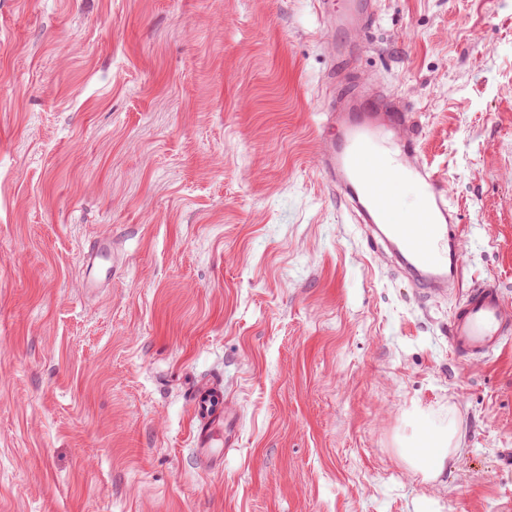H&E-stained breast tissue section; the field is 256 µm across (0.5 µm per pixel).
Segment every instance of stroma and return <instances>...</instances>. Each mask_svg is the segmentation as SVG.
I'll return each instance as SVG.
<instances>
[{
  "label": "stroma",
  "instance_id": "35a3bbf8",
  "mask_svg": "<svg viewBox=\"0 0 512 512\" xmlns=\"http://www.w3.org/2000/svg\"><path fill=\"white\" fill-rule=\"evenodd\" d=\"M339 39L312 0H0V512H512V338L457 358L461 291L319 169ZM360 40L512 303V0H377ZM450 423L424 481L400 448ZM107 260H112L111 239L100 240L91 246L85 258L88 272L101 270L102 263Z\"/></svg>",
  "mask_w": 512,
  "mask_h": 512
}]
</instances>
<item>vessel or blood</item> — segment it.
I'll use <instances>...</instances> for the list:
<instances>
[{"label": "vessel or blood", "mask_w": 512, "mask_h": 512, "mask_svg": "<svg viewBox=\"0 0 512 512\" xmlns=\"http://www.w3.org/2000/svg\"><path fill=\"white\" fill-rule=\"evenodd\" d=\"M322 17L342 35L338 60L348 65L358 51L353 32L369 29L376 19L375 0H317ZM321 135V170L345 202L356 223L366 228L368 245L391 254L420 294L459 288L462 227L448 204L446 189L421 159L420 131L409 105L383 89H367L348 80L336 89ZM416 187L425 223H403L398 200ZM112 257L104 239L89 249L88 271ZM512 335V304L497 282L484 279L465 289L448 318V339L464 360L494 353Z\"/></svg>", "instance_id": "1"}]
</instances>
